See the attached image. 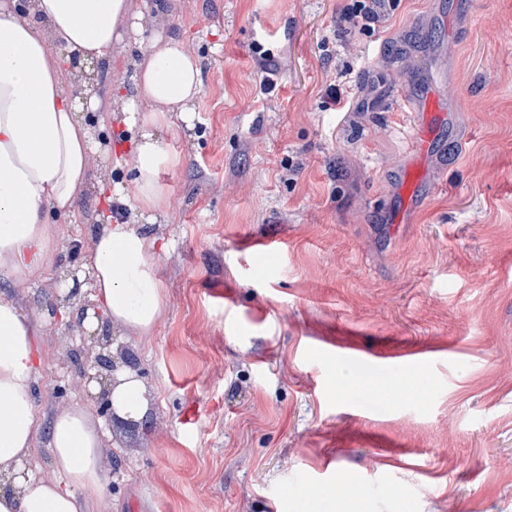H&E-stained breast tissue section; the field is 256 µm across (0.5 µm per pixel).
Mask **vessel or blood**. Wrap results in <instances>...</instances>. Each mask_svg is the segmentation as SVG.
Instances as JSON below:
<instances>
[{
    "label": "vessel or blood",
    "instance_id": "obj_1",
    "mask_svg": "<svg viewBox=\"0 0 512 512\" xmlns=\"http://www.w3.org/2000/svg\"><path fill=\"white\" fill-rule=\"evenodd\" d=\"M397 106L414 112L417 118L410 138V162L406 163L401 182L395 192L398 214H406L416 207L422 193L431 191L432 185L427 173L422 172V164L437 159L440 150L436 135L440 126L453 122L441 95L434 85L418 80L404 81L396 96ZM339 355L353 363L354 369L349 379V389L356 408L368 411L384 408L393 399L391 392L384 388L385 378L393 377L404 362L427 363L422 354L408 357L373 356L361 354L356 347L343 346Z\"/></svg>",
    "mask_w": 512,
    "mask_h": 512
}]
</instances>
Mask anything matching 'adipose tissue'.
<instances>
[{
    "label": "adipose tissue",
    "mask_w": 512,
    "mask_h": 512,
    "mask_svg": "<svg viewBox=\"0 0 512 512\" xmlns=\"http://www.w3.org/2000/svg\"><path fill=\"white\" fill-rule=\"evenodd\" d=\"M161 0H0V274L36 278L51 263L47 213H75L90 189L102 142L89 113L99 94L79 89L78 63L110 62L133 34L141 46L146 22ZM134 60L131 88L111 99L105 120L120 116L135 174L133 195L111 192L129 217L108 215L93 227L86 269L93 299L119 344L148 336L164 310L157 236L133 225L157 223L168 207L163 171L181 158L161 138L174 121H188L202 87L201 61L175 34L154 32ZM101 111V110H100ZM38 322L0 295V512H88L106 494L102 423L81 405L58 411L48 430L54 474L28 470L41 420L34 384L41 363ZM110 408L120 420L143 421L151 394L137 368L120 364Z\"/></svg>",
    "instance_id": "obj_1"
}]
</instances>
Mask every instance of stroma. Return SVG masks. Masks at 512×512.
<instances>
[{"label": "stroma", "instance_id": "1", "mask_svg": "<svg viewBox=\"0 0 512 512\" xmlns=\"http://www.w3.org/2000/svg\"><path fill=\"white\" fill-rule=\"evenodd\" d=\"M166 2L159 25L185 37L203 85L192 129L163 135L182 158L161 175L167 221L139 226L169 250L166 310L130 345L151 410L112 426L95 512H297L313 483L350 512H512V0H394L350 41L334 34L346 0ZM259 43L277 63L268 92ZM338 74L388 99L410 75L448 90L434 190L400 225L411 114L331 110ZM97 197L50 214L56 264L81 269ZM256 240L279 253L261 274ZM56 290L50 269L0 275V294L44 318L40 417L75 404L102 417L73 387L86 354L66 350L91 292L54 315ZM331 343L431 361L419 391L367 414L344 398Z\"/></svg>", "mask_w": 512, "mask_h": 512}]
</instances>
